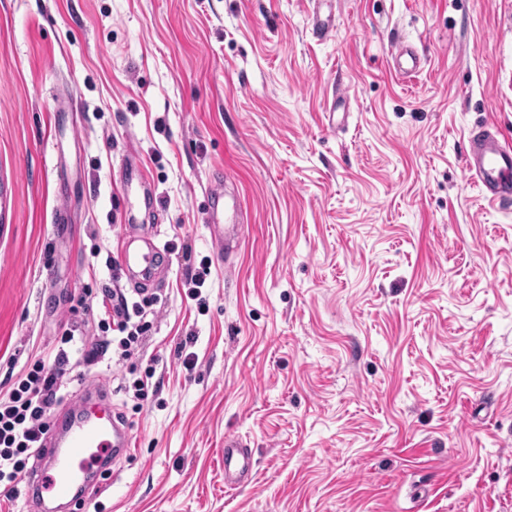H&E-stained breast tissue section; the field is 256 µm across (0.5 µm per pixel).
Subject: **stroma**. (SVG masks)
<instances>
[{"label":"stroma","instance_id":"1","mask_svg":"<svg viewBox=\"0 0 512 512\" xmlns=\"http://www.w3.org/2000/svg\"><path fill=\"white\" fill-rule=\"evenodd\" d=\"M480 123L512 140V0H0V395L67 321L99 335L82 289L141 299L113 274L128 213L166 254L135 357L65 390L132 437L88 512H512V210L462 170ZM390 55L399 76L407 78L410 77L412 73H418L420 71V58L404 43H392ZM212 206L207 212L206 224L211 242L219 258L227 256L237 247L242 233V210L234 194L224 193L221 180L211 187ZM253 459L251 449L238 438L224 440V487L241 489L251 482Z\"/></svg>","mask_w":512,"mask_h":512}]
</instances>
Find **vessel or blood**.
<instances>
[{
    "label": "vessel or blood",
    "mask_w": 512,
    "mask_h": 512,
    "mask_svg": "<svg viewBox=\"0 0 512 512\" xmlns=\"http://www.w3.org/2000/svg\"><path fill=\"white\" fill-rule=\"evenodd\" d=\"M390 55L399 76L407 78L419 72L420 58L404 43H392ZM463 169L491 204L512 206V142L498 131L481 127L471 133L469 148L463 157ZM212 205L206 224L218 255H229L242 233V210L235 195L225 193L222 182L211 187ZM124 247L119 265L132 284L152 286L160 249L153 238L143 237L139 225L129 224L123 236ZM45 451L27 484L46 491L53 498L71 497L75 485L87 483L91 473H99V489H107L109 461L126 456L131 436L100 390L85 391L68 411L63 428H50L44 441ZM250 448L239 439L224 441V486L236 490L252 479Z\"/></svg>",
    "instance_id": "b4317fda"
}]
</instances>
